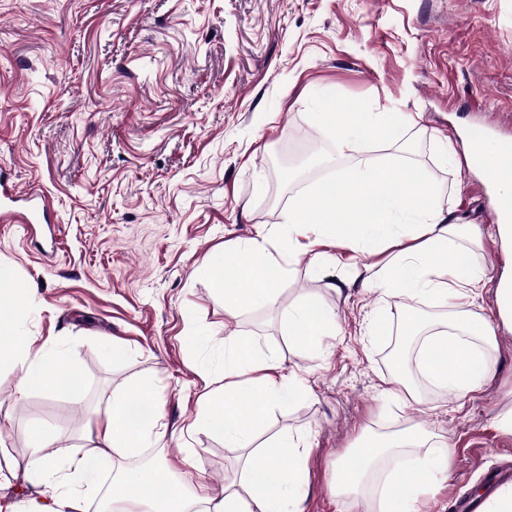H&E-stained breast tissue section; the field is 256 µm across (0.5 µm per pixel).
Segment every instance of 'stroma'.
Here are the masks:
<instances>
[{
	"instance_id": "stroma-1",
	"label": "stroma",
	"mask_w": 512,
	"mask_h": 512,
	"mask_svg": "<svg viewBox=\"0 0 512 512\" xmlns=\"http://www.w3.org/2000/svg\"><path fill=\"white\" fill-rule=\"evenodd\" d=\"M336 110L411 121L344 153L316 119ZM480 127L512 137V0H0V184L50 202L31 227L0 223V262L29 289L28 333L70 354L80 377L75 403L19 394V374L0 371V465L27 455L31 427L45 422L59 428L56 463L67 467L113 389L147 375L165 431L143 461L222 496L238 450L187 427L204 387L197 367L223 370L230 330L309 389L272 411L259 439L307 438L303 512H339L335 465L361 436L412 424L451 450L420 512H451L458 492L512 455V433L498 426L512 409V326L497 325L495 374L481 388L458 400L436 387L403 411L384 394L397 377L392 339L409 317L437 327L454 310L387 297L360 273L412 236L368 254L308 232L328 265L314 252L280 255L291 274L276 303L233 316L205 269L257 231L277 235L321 177L398 154L421 171L433 206L483 230L473 310L496 318L512 251L491 234L490 187L467 162L462 135ZM310 296L336 319L314 348L288 335L289 311ZM196 331L207 339L195 346Z\"/></svg>"
}]
</instances>
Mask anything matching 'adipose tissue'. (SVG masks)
I'll use <instances>...</instances> for the list:
<instances>
[{"instance_id": "adipose-tissue-1", "label": "adipose tissue", "mask_w": 512, "mask_h": 512, "mask_svg": "<svg viewBox=\"0 0 512 512\" xmlns=\"http://www.w3.org/2000/svg\"><path fill=\"white\" fill-rule=\"evenodd\" d=\"M319 123L338 145L356 150L357 133L395 129L401 123L396 112H321ZM342 208H333L335 197ZM317 225L330 242L347 240L368 251L379 242L414 227L417 243L396 254L385 265L370 267V278L384 295L416 298L433 295L448 305L461 298L477 300L483 272L474 260L482 232L449 221L430 203L422 174L398 160L366 163L343 175L333 188H319L291 204L283 214L276 239L262 235L245 244L215 254L208 267L212 288L224 297V310L235 313L256 303H275L271 283L289 271L276 262L269 250L278 241L283 250H294L310 225ZM0 364L21 374L19 393L40 391L53 395H76L77 370L62 351L35 348V339L20 325L28 310L26 288L12 265L0 262ZM334 315L316 299L309 298L288 314V333L302 346H312L320 337L334 334ZM463 335L449 341L447 332L426 336L417 350V369L432 385L455 391L458 396L480 388L494 371L491 355L496 336L493 323L469 317ZM223 390L204 395L191 428L223 437L224 445L242 452L237 479L214 497L191 489L175 475L156 466L121 470L112 477V491L105 497L112 512H301L308 442L281 437L277 447L287 449L288 465H281L273 452L255 447L271 409H287L305 394L304 384L285 374L280 358L256 349L242 336L224 338ZM161 400L155 382L141 378L113 390L103 410L98 411L91 449L75 457L67 476L55 471L52 436L42 427L30 432V451L13 461L11 474H23L39 486L26 512H87L91 492L112 458L139 457L156 437ZM432 432L411 426L381 436L361 437L337 461L334 490L346 498L356 493L369 470L380 460L393 461L380 490L381 512H417V497L429 474L442 471L450 450L434 444Z\"/></svg>"}]
</instances>
